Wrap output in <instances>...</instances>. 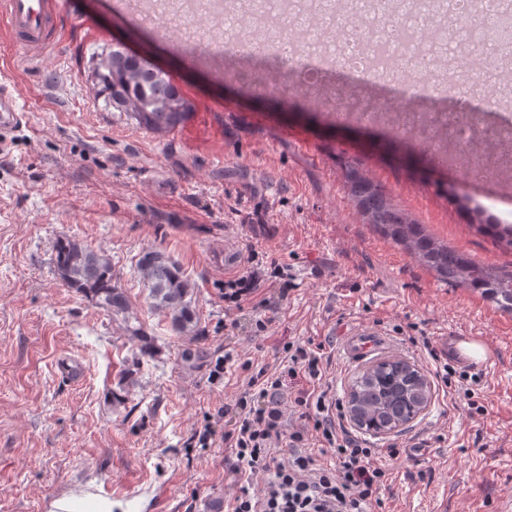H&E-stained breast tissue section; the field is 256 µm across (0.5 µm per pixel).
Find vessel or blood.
<instances>
[{
    "label": "vessel or blood",
    "mask_w": 512,
    "mask_h": 512,
    "mask_svg": "<svg viewBox=\"0 0 512 512\" xmlns=\"http://www.w3.org/2000/svg\"><path fill=\"white\" fill-rule=\"evenodd\" d=\"M0 30L14 45L36 54L61 34L59 0H0ZM25 110L9 91H0V139L17 131Z\"/></svg>",
    "instance_id": "1"
}]
</instances>
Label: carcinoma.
Listing matches in <instances>:
<instances>
[{"instance_id":"obj_1","label":"carcinoma","mask_w":512,"mask_h":512,"mask_svg":"<svg viewBox=\"0 0 512 512\" xmlns=\"http://www.w3.org/2000/svg\"><path fill=\"white\" fill-rule=\"evenodd\" d=\"M452 12L453 0H424L420 14L430 22ZM93 78L96 95L107 107L125 113L151 132L171 131L190 111L188 101L168 77L151 73L142 61L131 59L116 44L97 54ZM344 188L367 223L443 281L477 292L496 309L512 313V273L502 274L495 267L478 263L434 239L422 225L398 209L379 184L349 162L344 165ZM473 213L482 233L512 247V227L485 219L476 209ZM53 264L67 287L92 297L96 305L108 312H127V296L105 254L62 238L54 245ZM137 270L151 307L169 321L173 331L192 332L197 315L188 299V283L176 261L162 252L148 251L138 259ZM415 378V365L404 359L394 358L359 371L349 388L358 397L361 428L373 435H383L391 431L392 422L414 419L417 412L402 398L405 385H410L419 399L429 398V390Z\"/></svg>"}]
</instances>
